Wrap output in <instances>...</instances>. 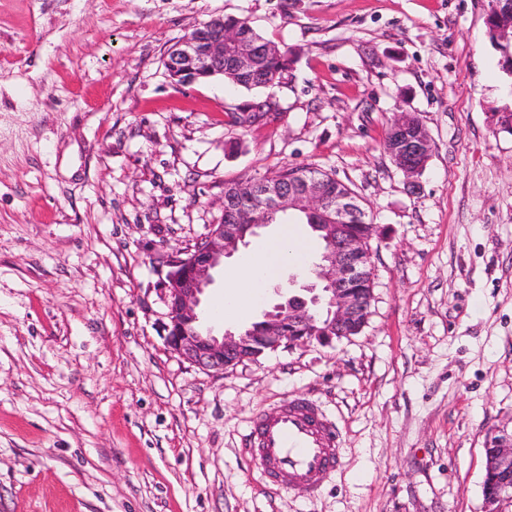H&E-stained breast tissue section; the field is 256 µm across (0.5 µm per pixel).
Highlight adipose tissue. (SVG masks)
<instances>
[{
	"instance_id": "adipose-tissue-1",
	"label": "adipose tissue",
	"mask_w": 512,
	"mask_h": 512,
	"mask_svg": "<svg viewBox=\"0 0 512 512\" xmlns=\"http://www.w3.org/2000/svg\"><path fill=\"white\" fill-rule=\"evenodd\" d=\"M301 240L291 228L253 255L241 266L228 267L224 272V313L239 315L250 309L262 296L264 284L275 277L284 265L303 263L307 254Z\"/></svg>"
}]
</instances>
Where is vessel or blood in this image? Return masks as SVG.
Here are the masks:
<instances>
[{
    "label": "vessel or blood",
    "instance_id": "b4317fda",
    "mask_svg": "<svg viewBox=\"0 0 512 512\" xmlns=\"http://www.w3.org/2000/svg\"><path fill=\"white\" fill-rule=\"evenodd\" d=\"M249 436L266 479L305 500L319 492L316 473H330L340 465L338 430L306 399L263 410Z\"/></svg>",
    "mask_w": 512,
    "mask_h": 512
}]
</instances>
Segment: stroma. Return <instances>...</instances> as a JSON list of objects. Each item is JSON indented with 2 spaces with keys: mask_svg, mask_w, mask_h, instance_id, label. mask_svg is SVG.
<instances>
[{
  "mask_svg": "<svg viewBox=\"0 0 512 512\" xmlns=\"http://www.w3.org/2000/svg\"><path fill=\"white\" fill-rule=\"evenodd\" d=\"M490 6L0 0V512H483L486 436L512 423V75ZM217 14L290 50L281 83H171L168 48ZM402 111L433 142L412 181L383 148ZM302 165L378 226L362 332L221 373L180 359L168 256L219 223L225 185ZM308 282L283 268L215 334ZM297 396L342 441L310 502L246 444Z\"/></svg>",
  "mask_w": 512,
  "mask_h": 512,
  "instance_id": "1",
  "label": "stroma"
}]
</instances>
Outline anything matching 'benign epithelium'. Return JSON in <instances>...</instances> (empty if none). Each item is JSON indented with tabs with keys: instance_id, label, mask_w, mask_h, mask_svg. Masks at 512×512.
I'll use <instances>...</instances> for the list:
<instances>
[{
	"instance_id": "7a95c632",
	"label": "benign epithelium",
	"mask_w": 512,
	"mask_h": 512,
	"mask_svg": "<svg viewBox=\"0 0 512 512\" xmlns=\"http://www.w3.org/2000/svg\"><path fill=\"white\" fill-rule=\"evenodd\" d=\"M273 51L234 22L217 15L196 28L193 35L177 41L167 52L168 76L176 85L227 76L251 79L265 87L276 85L277 74L259 61ZM393 135L387 148L395 165L407 179L421 173L433 151L432 139L418 120L403 112L389 128ZM302 211L321 216L326 244L322 263L310 273L305 294H292L263 314L261 320L236 331L216 336L200 325L201 295L214 281V272L224 265L247 239L268 226L280 213ZM253 218L240 223V215ZM368 229L355 234L353 224ZM376 225L368 222L359 201L334 197L318 176H303L288 186L277 180L249 183L232 198L224 199L221 224L193 247L177 250L167 260L164 280L168 312L165 343L180 358L203 370L222 371L240 362L256 361L281 346H305L317 342L331 346L359 333L369 311L370 296L362 285L372 278L369 240ZM484 481L498 484L497 492L484 498V512H506L512 506V429H494L485 446Z\"/></svg>"
}]
</instances>
